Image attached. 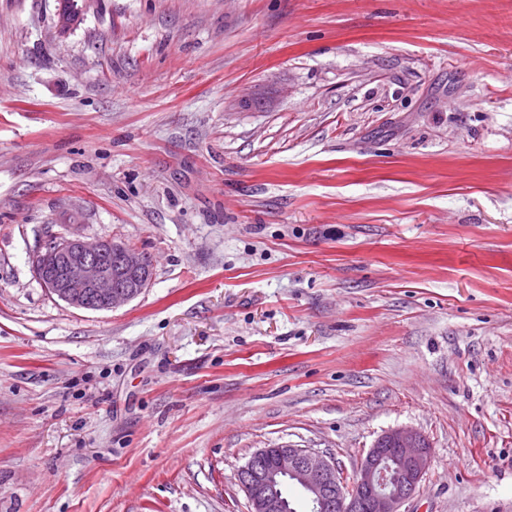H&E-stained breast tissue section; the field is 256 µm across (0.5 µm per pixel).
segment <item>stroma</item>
Segmentation results:
<instances>
[{
  "mask_svg": "<svg viewBox=\"0 0 512 512\" xmlns=\"http://www.w3.org/2000/svg\"><path fill=\"white\" fill-rule=\"evenodd\" d=\"M0 0V512H248L258 449L429 441L512 512V0ZM149 255L74 308L64 214ZM34 272L44 288L68 305L109 311L149 287L147 255L112 241L89 243L74 233L47 239L35 254Z\"/></svg>",
  "mask_w": 512,
  "mask_h": 512,
  "instance_id": "35a3bbf8",
  "label": "stroma"
}]
</instances>
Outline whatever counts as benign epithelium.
<instances>
[{"label":"benign epithelium","mask_w":512,"mask_h":512,"mask_svg":"<svg viewBox=\"0 0 512 512\" xmlns=\"http://www.w3.org/2000/svg\"><path fill=\"white\" fill-rule=\"evenodd\" d=\"M34 272L57 299L84 310L109 311L149 287L153 268L144 253L117 242L89 243L75 234L47 239L35 254ZM428 440L409 428L386 431L356 471V489L346 492L334 457L287 445L269 455L261 448L239 471L250 512H288L279 490L291 479L308 493L312 512H400L426 471Z\"/></svg>","instance_id":"obj_1"}]
</instances>
